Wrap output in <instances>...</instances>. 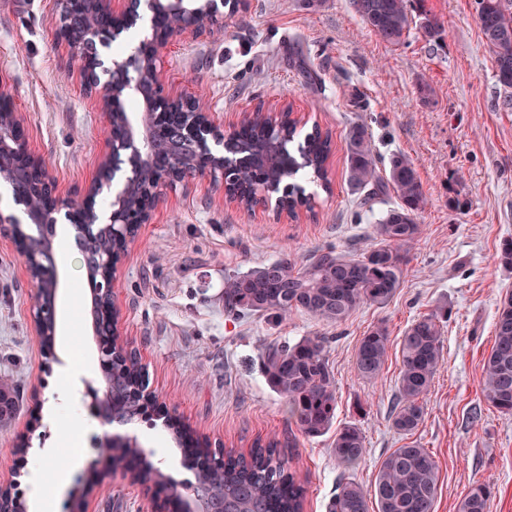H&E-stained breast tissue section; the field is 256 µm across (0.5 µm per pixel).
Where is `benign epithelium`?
<instances>
[{
	"mask_svg": "<svg viewBox=\"0 0 512 512\" xmlns=\"http://www.w3.org/2000/svg\"><path fill=\"white\" fill-rule=\"evenodd\" d=\"M196 5L188 7L185 0H56L59 15L58 40L64 42L70 53L81 60V74L90 85L97 84V69L103 62L95 51L85 52L83 46L90 44L107 48L129 25L137 21L138 9L143 7L151 15L165 14L170 18L168 28L152 32L150 43L154 45L153 53L143 55L136 50L121 61H113L108 69L109 80L98 91L101 110L106 120V144L108 151L99 162L100 174L112 170V164L122 153L131 151L136 154L132 170V182H147L146 191L157 195L161 189L183 182L182 163L185 157H179V163L168 168L160 175L148 168L150 153L159 144L157 132L150 129L153 112L164 101L168 107L190 116L186 134L199 147V154L205 159L213 173H224V155L211 153V144L224 142V132L211 119V107L207 102L188 92L176 95L164 92L163 71L160 68L161 56L168 46L181 41L189 35L208 31L215 33L224 30V0H195ZM88 7V20L81 32L76 34L67 26V21L74 12L75 4ZM97 13H109L121 20L112 30L104 32L97 28L93 16ZM136 98L143 108L141 116L134 118L127 112L120 111L124 100ZM121 124L126 135L117 138L113 135L115 124ZM23 127V118L16 112L0 117V181L14 186L25 181V165L35 158L26 137L17 134ZM103 186V179H98L85 192L66 203L70 210H76L87 217L79 229L80 241L91 240L105 227L111 235L131 244L137 233V225L147 224L151 220L152 208L145 207L135 216L124 205L125 195L112 200L110 214L105 224H98L96 210L97 196ZM53 177L49 170H44L42 183L29 190L30 199L23 202L28 223L43 228L51 222L50 215L34 205L32 199L44 193H53Z\"/></svg>",
	"mask_w": 512,
	"mask_h": 512,
	"instance_id": "7a95c632",
	"label": "benign epithelium"
}]
</instances>
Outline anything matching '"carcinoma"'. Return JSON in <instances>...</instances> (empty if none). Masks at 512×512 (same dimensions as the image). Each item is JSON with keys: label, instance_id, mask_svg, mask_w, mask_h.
<instances>
[{"label": "carcinoma", "instance_id": "cac0c4a2", "mask_svg": "<svg viewBox=\"0 0 512 512\" xmlns=\"http://www.w3.org/2000/svg\"><path fill=\"white\" fill-rule=\"evenodd\" d=\"M512 0H475V9L485 45L493 61L497 84L506 105H512ZM353 11L381 40L398 44L410 29L412 18L407 0H350ZM155 126L173 141L183 140L186 117L160 105ZM304 163L278 150L277 143L298 138ZM237 162L224 166L228 191L250 207L260 201V191L283 178L294 177L302 168L312 170L313 180L329 184L327 159L329 136L315 126L301 135L290 113L264 122L242 125L230 133L225 144ZM347 178L356 190L387 187L399 202L374 225L376 243L358 258L333 248L319 251L308 263L298 266L286 260L255 267L245 273L224 276V312L236 317L266 316L277 322L294 311L339 325L362 304L383 305L400 288L406 247L420 233L417 216L424 209L425 196L413 162L403 154L389 158L386 178H381L367 128L357 124L347 133ZM310 197L294 186L282 200L292 217L307 206ZM48 258L35 267L41 285L45 321V358L52 361L55 322L52 303L55 283ZM94 325L100 339L104 369L103 396L112 398V419L135 422L145 414L144 398L148 376L137 355L108 341L109 325L102 301H94ZM444 314L433 311L420 316L399 337L400 369L398 398L392 413V427L410 435L424 416L423 397L429 392L443 358ZM494 343L484 358L482 393L488 406L512 419V294L500 300L494 325ZM327 338L304 336L297 342L268 347L262 355V371L269 387L284 402L288 421L306 438L320 437L333 429L336 416V385L326 355ZM390 347L388 329L378 325L359 341L355 369L366 379L376 378L385 366ZM17 392L0 384V421L16 412ZM185 445L183 465L190 470L200 493L224 512H304L307 488L275 441L258 445L246 455H234L220 448H202L185 427L175 429ZM336 461L349 468L365 456L366 440L354 424L338 429L332 442ZM112 466L129 472L137 481H152L178 494L177 485L139 447L119 448L112 454ZM440 489L439 469L424 448L416 444L394 449L382 461L374 482L365 487L346 477L327 504V512H434ZM493 489L488 483L473 484L458 505V512H490ZM0 512H26L19 493L0 495Z\"/></svg>", "mask_w": 512, "mask_h": 512}]
</instances>
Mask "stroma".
<instances>
[{"instance_id": "35a3bbf8", "label": "stroma", "mask_w": 512, "mask_h": 512, "mask_svg": "<svg viewBox=\"0 0 512 512\" xmlns=\"http://www.w3.org/2000/svg\"><path fill=\"white\" fill-rule=\"evenodd\" d=\"M409 12L406 39L390 45L368 31L349 0L316 9L303 0H249L223 34L191 36L165 51L167 91L205 92L221 130L256 108L288 107L328 132L332 149L328 187L307 185L313 207L293 218L270 206L244 209L207 175L162 192L113 288L122 343L136 351L162 405L148 420L124 427L87 416L81 403L102 376L77 243L53 251L57 330L73 325L83 334L72 357L80 374L70 381L45 365L31 318L33 281L0 224V378L13 380L19 395L16 414L0 426V488L28 492L35 469L71 465L77 454L59 512L76 501L85 512H154L155 487L111 473L95 446L112 434L137 436L186 491L170 416L244 454L277 440L306 484L304 512H326L342 474L371 485L386 455L412 442L439 467L435 512H457L478 481L494 488L491 512H512V421L485 403L481 388L496 308L512 293V269L497 261L501 242L512 237V109L502 106L474 0H426ZM425 13L438 23L430 37L417 25ZM57 28L55 0H0V81L24 117L31 150L50 167L56 195L66 199L97 178L106 131L96 94ZM357 123L366 126L379 166L397 153L413 161L426 198L395 296L361 305L338 326L303 312L280 323L228 317L225 274L282 258L302 264L326 247L357 257L372 246L374 224L398 198L389 189L364 206L350 188L346 135ZM438 306L448 311L443 361L422 400V423L403 435L390 421L397 349L373 380L357 374L356 349L372 326L385 325L395 341ZM315 335L328 339L336 423L356 424L366 438L364 459L349 470L331 452L332 435L307 438L289 423L262 374L268 346ZM22 442L23 454L16 450Z\"/></svg>"}]
</instances>
